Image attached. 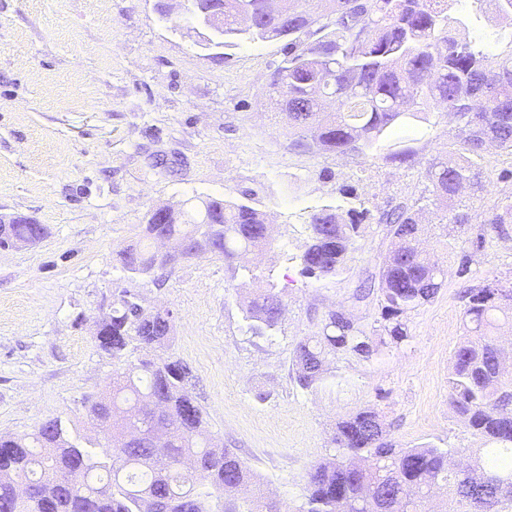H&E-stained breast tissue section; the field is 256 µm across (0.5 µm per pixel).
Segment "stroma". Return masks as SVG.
<instances>
[{
  "mask_svg": "<svg viewBox=\"0 0 512 512\" xmlns=\"http://www.w3.org/2000/svg\"><path fill=\"white\" fill-rule=\"evenodd\" d=\"M284 47L204 48L182 11L160 17L154 0H0V215L47 227L35 245L0 248V437L31 435L58 417L97 442L86 401L109 393L115 372L172 357L192 370L189 389L214 443L238 454L279 512H298L337 421L364 408L405 448L483 447L454 413L448 377L464 335V289L512 288V236L484 222L512 203V182L500 178L512 155L487 156L471 223H424L421 244L444 261L445 283L405 315L409 338L393 344L378 294L355 292L378 283L389 253L379 215L421 194L431 159L457 156L456 124L435 112L396 130L389 143L413 152L403 164L294 150L268 88ZM199 196L265 211L270 245L242 263L194 256L160 283L130 277L115 255L139 240L150 212ZM359 204L371 217L343 269L304 275L310 212ZM268 287L285 308L272 335L256 337L244 301ZM126 290L146 309L172 310L174 332L165 348L134 344L116 360L93 326ZM341 310L377 351L336 354L302 389L295 344Z\"/></svg>",
  "mask_w": 512,
  "mask_h": 512,
  "instance_id": "35a3bbf8",
  "label": "stroma"
}]
</instances>
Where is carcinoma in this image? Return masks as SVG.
Returning a JSON list of instances; mask_svg holds the SVG:
<instances>
[{"instance_id":"carcinoma-1","label":"carcinoma","mask_w":512,"mask_h":512,"mask_svg":"<svg viewBox=\"0 0 512 512\" xmlns=\"http://www.w3.org/2000/svg\"><path fill=\"white\" fill-rule=\"evenodd\" d=\"M459 0H286L279 17L270 0H208L224 11V28L207 29L186 12L203 46L224 47L233 38L285 40V57L272 74L278 114L292 130L289 147L310 154L336 153L372 158L396 129L429 121L440 108L457 123L463 156L435 157L427 185L414 201L385 211L379 223L392 238L394 263L380 274L385 331L396 344L408 338L403 315L430 302L444 284L445 270L415 246L418 215L430 210L440 224H469L462 190H484L481 161L494 148L512 153V30H499L489 50L483 36L470 35L457 21L448 27ZM512 16V0H472ZM247 14L252 24L242 26ZM209 217L211 223L202 219ZM369 210L324 206L310 214L309 243L300 256L309 276H334ZM499 236L512 232V204L484 219ZM47 228L27 218L0 226V237L41 241ZM202 236L210 252L234 260L269 244L266 217L259 209L214 197H198L187 209L151 216L142 238L118 252L127 272L157 269L152 240ZM468 336L457 344L450 377L451 403L472 432L490 444L483 454L448 467L456 448L431 444L398 448L372 408L337 422L332 457L307 474L305 502L298 512H422L420 502L435 486L448 488L450 509L437 512H505L512 506V379L501 371V353L492 335L495 313L512 309V289L495 282L465 294ZM284 308L273 288H260L245 309L254 336L274 331ZM170 311H147L124 292L104 322L98 346L121 359L129 346L162 347L173 331ZM374 353L371 337L331 311L318 335L294 348L297 382L309 389L320 381L326 355ZM190 367L179 359L143 361L116 374L112 394L90 400L86 416L104 430L106 443L84 447L64 422L52 418L31 438L0 440V512H272L262 491L250 500L233 495L256 482L230 448L201 440L202 409L188 384ZM133 403L131 419L142 428H161L166 442L144 438L129 443L121 433L120 404ZM193 473L209 491L196 490L182 473ZM33 494L19 499L14 487Z\"/></svg>"}]
</instances>
